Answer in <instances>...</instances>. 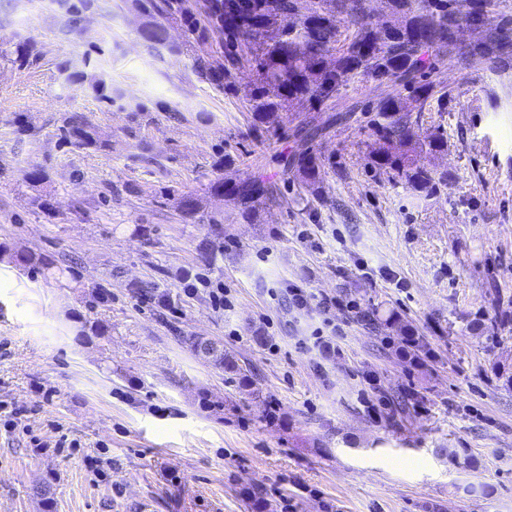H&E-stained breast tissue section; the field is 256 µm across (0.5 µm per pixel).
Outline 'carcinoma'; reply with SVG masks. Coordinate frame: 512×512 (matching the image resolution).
Returning a JSON list of instances; mask_svg holds the SVG:
<instances>
[{
  "label": "carcinoma",
  "mask_w": 512,
  "mask_h": 512,
  "mask_svg": "<svg viewBox=\"0 0 512 512\" xmlns=\"http://www.w3.org/2000/svg\"><path fill=\"white\" fill-rule=\"evenodd\" d=\"M186 0H138L139 10L149 21L141 29L143 38L154 48L165 46L167 29L158 18L176 14L206 38L213 31L222 36L228 59L236 64L242 55L239 47L251 55L256 78L250 84V106L255 131L262 130L270 115L294 100L307 99L319 106L355 77L374 80H400L410 85L415 102L424 105L433 87L417 80L431 66L423 56L429 48L454 53L461 58L479 57L492 63L512 51L509 23H497L491 17L490 0H472L470 10L455 17L453 0H426L415 8L412 0H392L393 10L401 15L402 24L375 22L364 11L363 0H324L301 12L299 0H204L202 4L208 26L197 29L194 13ZM345 15L355 31L341 50H336L341 18ZM373 120L375 142L372 162L385 171L404 176L417 189L432 190V172L418 165L417 156L427 147L432 152L443 149L438 137L420 140L410 121L408 106L399 99L387 98L375 107ZM62 142L102 149L84 116L75 114L63 127ZM292 164L310 184L319 178L320 158L301 152ZM210 192L231 196L242 211L248 213L262 198L271 194L266 183L257 178L242 183L222 180L213 182ZM163 194L188 217L199 211L197 200L180 195L167 187ZM23 268H38L63 278L65 272L43 254L29 252L16 256ZM193 350L208 347L207 355L226 372L240 371L235 356L211 341L186 336Z\"/></svg>",
  "instance_id": "obj_1"
}]
</instances>
